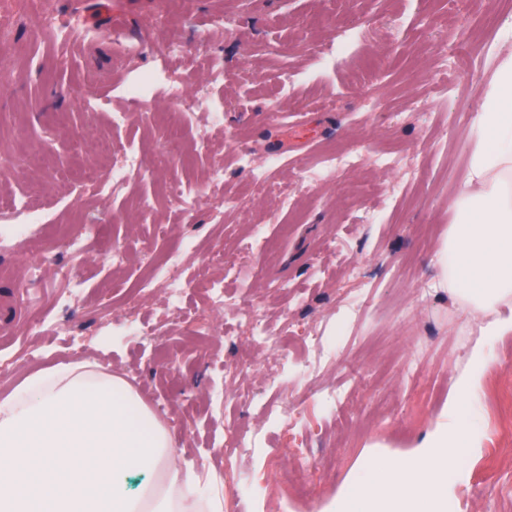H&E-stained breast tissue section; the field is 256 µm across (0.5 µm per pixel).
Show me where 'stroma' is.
<instances>
[{
    "instance_id": "stroma-1",
    "label": "stroma",
    "mask_w": 512,
    "mask_h": 512,
    "mask_svg": "<svg viewBox=\"0 0 512 512\" xmlns=\"http://www.w3.org/2000/svg\"><path fill=\"white\" fill-rule=\"evenodd\" d=\"M54 25L34 35L28 5L8 19V70L0 78V194L31 187L46 215L40 243L0 248V292L21 314L0 331V399L38 370L95 364L124 379L161 423L177 419L183 461L218 477L224 512H332L370 465L416 454L439 416L467 354L476 321L435 290L436 254L453 224L483 89L512 47V0H49ZM175 30L182 51L161 58L148 19ZM91 27L83 53L68 49L74 25ZM355 26L353 50L328 59ZM224 71L206 83L201 60ZM167 65L187 91L206 84L224 107L218 138L203 119H179L163 92L150 109L131 104L124 86ZM296 76L293 96L276 97L281 74ZM129 112L113 128L112 111ZM361 143L349 171L302 192L277 210L256 191L249 160L272 157L275 180L299 163ZM141 157L145 177L122 195L96 183L124 153ZM223 170L226 198L241 209L216 215L208 198L183 209L174 183ZM153 203L143 216L140 199ZM264 226L269 256L245 258L229 293L259 304L289 348L276 369L227 310L209 312L203 289H188L186 321L172 323L154 295L144 322L155 352L123 327V304L142 262L191 242L183 264L233 252L250 224ZM82 239L79 293L64 288L66 242ZM117 246L134 261L112 269ZM52 254L36 281L27 270ZM357 268L359 278L348 275ZM86 330L70 348L72 323ZM208 328L195 335L197 324ZM323 327V357L304 342ZM470 419L479 448L449 457L455 497L448 512H512V335L493 345ZM240 368L225 377V364ZM274 388H265L266 376ZM297 408L300 420L283 417ZM251 429L259 446L237 460L240 484L224 473L225 423Z\"/></svg>"
}]
</instances>
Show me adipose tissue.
<instances>
[{"mask_svg":"<svg viewBox=\"0 0 512 512\" xmlns=\"http://www.w3.org/2000/svg\"><path fill=\"white\" fill-rule=\"evenodd\" d=\"M456 222L439 254L450 296L480 320L469 368L421 445L395 476L367 469L337 512H447L449 455L476 447L466 412L477 400L491 344L512 333V50L483 92ZM151 482L132 491V473ZM220 491L177 462L176 442L137 393L86 362L30 376L0 400V512H223Z\"/></svg>","mask_w":512,"mask_h":512,"instance_id":"1","label":"adipose tissue"}]
</instances>
